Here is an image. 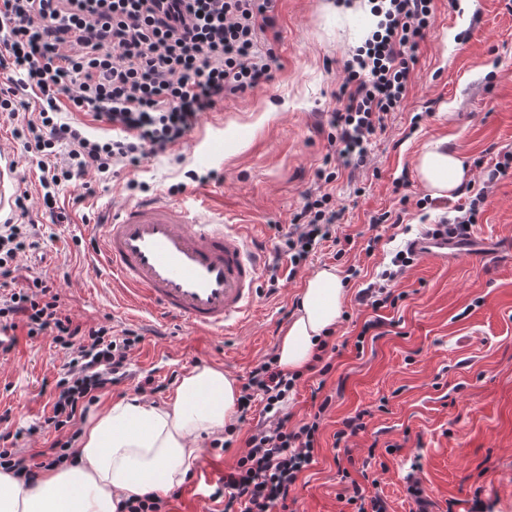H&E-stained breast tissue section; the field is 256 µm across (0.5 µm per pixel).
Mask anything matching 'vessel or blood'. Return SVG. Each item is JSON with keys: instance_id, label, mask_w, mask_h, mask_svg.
<instances>
[{"instance_id": "obj_1", "label": "vessel or blood", "mask_w": 512, "mask_h": 512, "mask_svg": "<svg viewBox=\"0 0 512 512\" xmlns=\"http://www.w3.org/2000/svg\"><path fill=\"white\" fill-rule=\"evenodd\" d=\"M19 185L14 155L0 148L1 224L14 218ZM94 236L98 259L123 299L155 317L176 316L191 329L221 333L256 300L262 259L208 195L125 203L95 225Z\"/></svg>"}]
</instances>
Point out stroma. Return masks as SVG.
<instances>
[{
    "label": "stroma",
    "instance_id": "obj_1",
    "mask_svg": "<svg viewBox=\"0 0 512 512\" xmlns=\"http://www.w3.org/2000/svg\"><path fill=\"white\" fill-rule=\"evenodd\" d=\"M274 16L280 66L272 80L201 115L172 154L120 170L107 184L92 177L62 187L63 219L42 227L46 259H22L19 274L50 277L75 320L142 329L145 340L131 359L137 375L161 382L170 373L212 365L241 382L276 352L312 273L326 266L358 269L359 278L346 283L333 331L343 349L331 374L322 383L303 376L284 402L298 422L315 412L314 388L332 398L320 423L318 462L302 478L296 512H348L334 435L344 418L363 409L370 412L366 430L344 443L356 460L370 459L389 512H409L410 473L437 505L454 498L468 508L478 498L492 512H512V178L489 192L465 256L416 257L395 286L401 300L384 311L394 327L366 339L363 350L351 343L372 316L355 300L361 283L385 269L421 229L418 203L428 192L417 179V155L428 143L447 140L469 163L477 188V160L512 151V0H434V20L402 109L373 139L366 166L339 169L329 187L342 211L338 232L354 238L351 250L340 257L327 247L317 251L274 291L260 280L257 300L236 329L220 335L174 319L145 320L115 302L111 280L89 264L90 226L129 202L131 179L147 183L154 196L180 182L190 193L208 188L225 223L241 225L265 264L273 263L282 229L335 153L324 122L327 111L341 106L343 62L376 25L365 0L351 8L336 0H276ZM219 136L223 152L204 155ZM190 170L217 178L203 186L187 179ZM386 211L401 214L403 224L366 252L369 219ZM17 335L18 346L0 359V412L10 411L16 430L39 422L48 400L43 388L66 361L51 339H29L22 329ZM388 443L397 452L386 453Z\"/></svg>",
    "mask_w": 512,
    "mask_h": 512
}]
</instances>
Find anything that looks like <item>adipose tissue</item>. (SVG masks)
Returning <instances> with one entry per match:
<instances>
[{
	"label": "adipose tissue",
	"mask_w": 512,
	"mask_h": 512,
	"mask_svg": "<svg viewBox=\"0 0 512 512\" xmlns=\"http://www.w3.org/2000/svg\"><path fill=\"white\" fill-rule=\"evenodd\" d=\"M416 172L431 195L450 197L467 181L469 168L437 140L419 154ZM345 293L336 269L309 276L277 351L281 369L299 372L311 362L316 345L339 320ZM238 398L234 378L196 366L166 404L137 397L109 402L83 426L76 464L45 471L29 487L0 469V512H118V502L129 495L165 493L186 479L199 438L220 437L235 419Z\"/></svg>",
	"instance_id": "obj_1"
}]
</instances>
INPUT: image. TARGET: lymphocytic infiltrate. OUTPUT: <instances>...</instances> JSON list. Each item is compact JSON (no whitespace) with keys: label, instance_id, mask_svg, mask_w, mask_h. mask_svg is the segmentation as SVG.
I'll use <instances>...</instances> for the list:
<instances>
[{"label":"lymphocytic infiltrate","instance_id":"lymphocytic-infiltrate-1","mask_svg":"<svg viewBox=\"0 0 512 512\" xmlns=\"http://www.w3.org/2000/svg\"><path fill=\"white\" fill-rule=\"evenodd\" d=\"M375 31L343 63V108L329 114L328 140L342 167L365 165L370 145L407 96L414 55L432 24L433 0H369ZM274 0H0V112L22 114L14 137L37 154L42 172L40 203L28 191L15 199L19 223L0 225V329H25L29 338L51 337L69 359L49 395L50 412L30 433L53 430L44 448L9 447L0 414V469L35 482L68 458L90 407L114 386L134 381L139 393L161 392L154 378L135 379L132 352L144 340L138 330L75 321L62 308L54 283L29 279L14 289L20 256L39 246L33 209L61 220V186L93 174L112 178L115 166L137 167L181 144L202 113L229 96L272 77L277 58L260 43L274 29ZM512 171V152L490 166L482 188L425 235L468 239L488 190ZM291 228L276 248L296 275L319 247L339 245L341 217L326 190L331 168L316 172ZM412 247L398 250L392 266L358 292L373 316L365 329L386 326L382 311L398 301L392 284L414 261ZM269 354L249 372L238 398V418L225 427L228 448L239 426L248 425L246 450L208 495L211 512H290L297 481L316 462L319 420L291 425L280 404L299 380Z\"/></svg>","mask_w":512,"mask_h":512}]
</instances>
